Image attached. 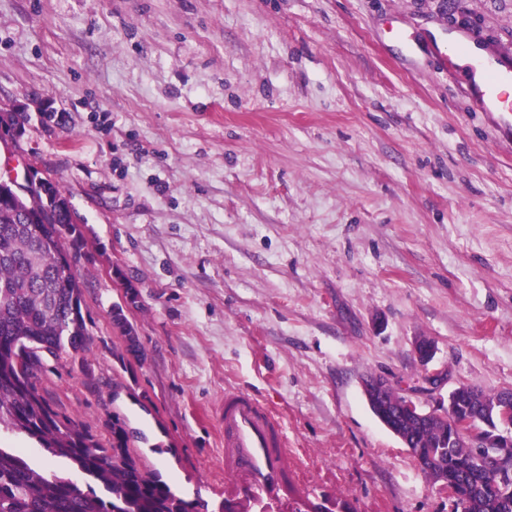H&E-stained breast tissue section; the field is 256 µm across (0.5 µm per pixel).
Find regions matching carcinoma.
<instances>
[{
    "label": "carcinoma",
    "mask_w": 512,
    "mask_h": 512,
    "mask_svg": "<svg viewBox=\"0 0 512 512\" xmlns=\"http://www.w3.org/2000/svg\"><path fill=\"white\" fill-rule=\"evenodd\" d=\"M24 122L0 106V139L23 137ZM56 178L21 199L0 201V433L23 435L53 459L76 467L85 482L48 473L16 448L0 447V512H207L202 502L178 496L158 473L146 470L129 448L126 431L112 426L105 447L85 426L54 411L39 393L42 357L90 351L83 315L79 263L87 240ZM112 324L135 330L124 307L112 305ZM400 394L388 392L372 413L400 427L419 469L435 485L455 489L454 512H512V471L492 474L495 449L480 448L455 431L461 417L491 433L512 412V391L486 393L470 384L453 392L437 416L398 411Z\"/></svg>",
    "instance_id": "carcinoma-1"
}]
</instances>
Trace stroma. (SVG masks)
Listing matches in <instances>:
<instances>
[{"label":"stroma","instance_id":"stroma-1","mask_svg":"<svg viewBox=\"0 0 512 512\" xmlns=\"http://www.w3.org/2000/svg\"><path fill=\"white\" fill-rule=\"evenodd\" d=\"M452 32L512 62V0H0V102L28 116L0 173L59 179L88 243L93 344L45 359L51 407L106 445L121 421L221 512L238 388L299 469L270 512H453L362 391L512 390V115L437 60Z\"/></svg>","mask_w":512,"mask_h":512}]
</instances>
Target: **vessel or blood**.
I'll use <instances>...</instances> for the list:
<instances>
[{
	"label": "vessel or blood",
	"instance_id": "1",
	"mask_svg": "<svg viewBox=\"0 0 512 512\" xmlns=\"http://www.w3.org/2000/svg\"><path fill=\"white\" fill-rule=\"evenodd\" d=\"M512 66L496 65L488 72L484 111L512 112ZM224 471L246 497L256 502L294 494L296 485L288 461V441L280 419L268 405L245 391L226 389L223 407Z\"/></svg>",
	"mask_w": 512,
	"mask_h": 512
}]
</instances>
